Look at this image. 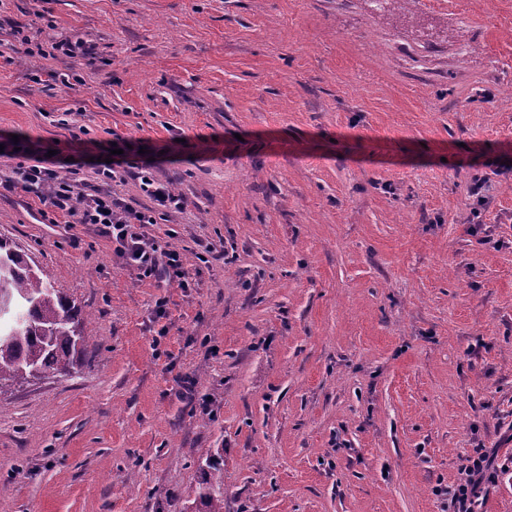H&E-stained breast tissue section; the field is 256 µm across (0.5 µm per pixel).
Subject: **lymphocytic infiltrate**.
I'll return each instance as SVG.
<instances>
[{"label": "lymphocytic infiltrate", "mask_w": 512, "mask_h": 512, "mask_svg": "<svg viewBox=\"0 0 512 512\" xmlns=\"http://www.w3.org/2000/svg\"><path fill=\"white\" fill-rule=\"evenodd\" d=\"M148 168V163L124 153L114 156L112 162L95 164L89 172L78 159L70 160L66 169L59 171L29 149L10 174H0V191L19 188L37 198L48 208L51 223L98 225L115 242L126 265L137 270L140 277L160 283L175 281L185 288L189 282L183 253L148 237L143 227L183 213L186 201L170 184L154 179ZM127 175L138 179L149 206L138 209L115 195L113 181ZM497 455L496 449L479 448L468 457L462 467L467 476L465 483L449 492L452 512H476L473 488L490 477Z\"/></svg>", "instance_id": "lymphocytic-infiltrate-1"}]
</instances>
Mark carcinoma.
Here are the masks:
<instances>
[{
  "mask_svg": "<svg viewBox=\"0 0 512 512\" xmlns=\"http://www.w3.org/2000/svg\"><path fill=\"white\" fill-rule=\"evenodd\" d=\"M84 321L61 289L42 277L27 254L0 239V385L74 365ZM201 512H224V498L201 497Z\"/></svg>",
  "mask_w": 512,
  "mask_h": 512,
  "instance_id": "carcinoma-1",
  "label": "carcinoma"
}]
</instances>
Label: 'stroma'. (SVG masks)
Here are the masks:
<instances>
[{
	"mask_svg": "<svg viewBox=\"0 0 512 512\" xmlns=\"http://www.w3.org/2000/svg\"><path fill=\"white\" fill-rule=\"evenodd\" d=\"M116 135L188 202L146 231L190 285L0 196L87 321L70 372L0 387V512H198L214 466L224 512H448L478 448L512 512V0H0V144ZM51 49V52L46 53V51H44L42 48L38 46L37 54L44 59H46L47 57L55 59L56 55L54 51L61 52L65 56L71 58L88 57L94 54L93 49L89 46H86L85 43L81 41L72 42L67 37L55 40L51 45Z\"/></svg>",
	"mask_w": 512,
	"mask_h": 512,
	"instance_id": "1",
	"label": "stroma"
}]
</instances>
